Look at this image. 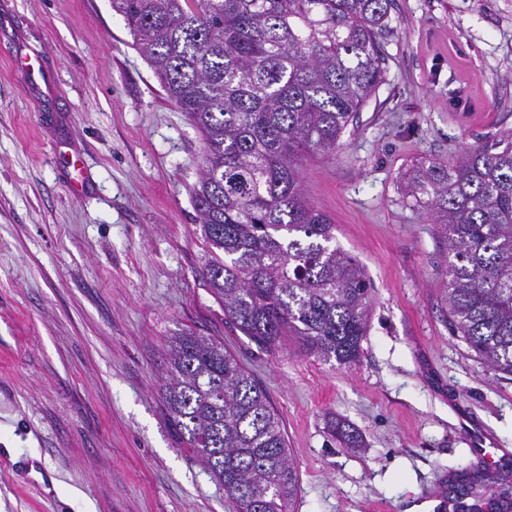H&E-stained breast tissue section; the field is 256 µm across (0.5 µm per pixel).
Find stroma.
<instances>
[{
    "instance_id": "stroma-1",
    "label": "stroma",
    "mask_w": 512,
    "mask_h": 512,
    "mask_svg": "<svg viewBox=\"0 0 512 512\" xmlns=\"http://www.w3.org/2000/svg\"><path fill=\"white\" fill-rule=\"evenodd\" d=\"M379 45L382 82L340 147L303 165L373 287L344 367L291 342L259 351L225 320L190 195L201 137L110 0H0V512H235L161 414L182 328L266 390L299 471L293 512L447 498L489 469L473 430L505 449L494 471L512 489V380L452 335L447 245L403 180L512 133V0H393ZM331 414L363 447L332 439Z\"/></svg>"
}]
</instances>
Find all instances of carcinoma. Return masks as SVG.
I'll return each instance as SVG.
<instances>
[{"instance_id": "carcinoma-1", "label": "carcinoma", "mask_w": 512, "mask_h": 512, "mask_svg": "<svg viewBox=\"0 0 512 512\" xmlns=\"http://www.w3.org/2000/svg\"><path fill=\"white\" fill-rule=\"evenodd\" d=\"M392 0H112L168 100L198 130L191 196L209 244L204 277L224 318L272 352L340 366L363 353L373 288L333 245L336 225L305 196L300 166L335 150L382 82L378 36ZM407 197L448 246L451 332L512 376V133L452 163L425 159ZM161 405L176 446L224 486L236 512H290L299 474L270 399L224 344L180 329L168 341ZM330 433L359 448L332 416ZM512 496L488 474L461 485Z\"/></svg>"}]
</instances>
